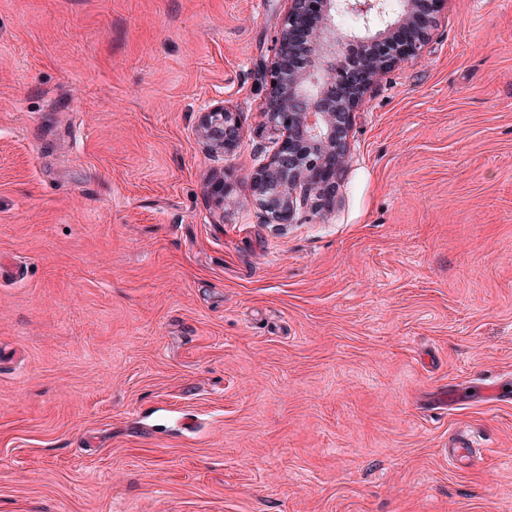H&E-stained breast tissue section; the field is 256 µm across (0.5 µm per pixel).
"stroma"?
<instances>
[{
	"instance_id": "35a3bbf8",
	"label": "stroma",
	"mask_w": 512,
	"mask_h": 512,
	"mask_svg": "<svg viewBox=\"0 0 512 512\" xmlns=\"http://www.w3.org/2000/svg\"><path fill=\"white\" fill-rule=\"evenodd\" d=\"M287 8L0 0V512H512V0H439L269 224ZM198 132L212 152L223 153L236 144L240 125L235 112L213 105L200 113Z\"/></svg>"
}]
</instances>
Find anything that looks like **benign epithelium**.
I'll use <instances>...</instances> for the list:
<instances>
[{"label": "benign epithelium", "mask_w": 512, "mask_h": 512, "mask_svg": "<svg viewBox=\"0 0 512 512\" xmlns=\"http://www.w3.org/2000/svg\"><path fill=\"white\" fill-rule=\"evenodd\" d=\"M437 0H288L270 71L272 92L265 112L274 149L252 174L251 197L270 224H291L299 209L318 210L336 192L347 166V135L360 92L348 88V56L379 46L368 61L373 78L396 59L413 56L430 34ZM358 26L340 37L336 21ZM198 132L213 152L224 153L240 136L237 114L222 105L200 113Z\"/></svg>", "instance_id": "obj_1"}]
</instances>
